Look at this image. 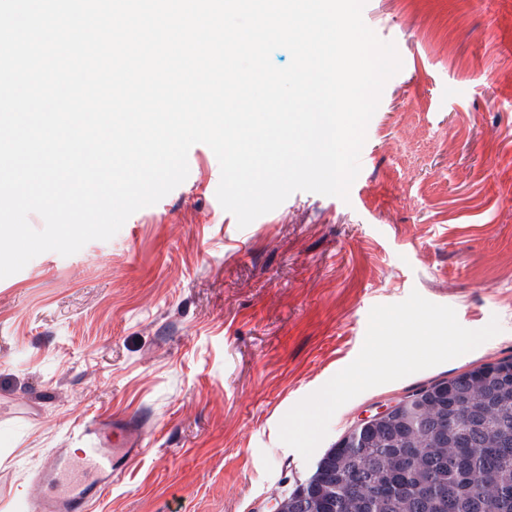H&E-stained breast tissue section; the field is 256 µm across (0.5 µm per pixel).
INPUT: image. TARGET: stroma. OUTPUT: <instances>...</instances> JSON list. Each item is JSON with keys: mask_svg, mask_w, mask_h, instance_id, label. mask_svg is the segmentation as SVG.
Instances as JSON below:
<instances>
[{"mask_svg": "<svg viewBox=\"0 0 512 512\" xmlns=\"http://www.w3.org/2000/svg\"><path fill=\"white\" fill-rule=\"evenodd\" d=\"M363 19L402 68L348 199L298 191L239 228L197 144L113 238L0 279V512L116 414L143 448L92 512H272L362 419L512 358V0H366ZM414 291L501 331L359 394L304 460L282 418L355 360L374 306Z\"/></svg>", "mask_w": 512, "mask_h": 512, "instance_id": "obj_1", "label": "stroma"}]
</instances>
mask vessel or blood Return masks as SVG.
Here are the masks:
<instances>
[{
    "label": "vessel or blood",
    "instance_id": "1",
    "mask_svg": "<svg viewBox=\"0 0 512 512\" xmlns=\"http://www.w3.org/2000/svg\"><path fill=\"white\" fill-rule=\"evenodd\" d=\"M141 446L136 419L113 417L91 431L83 448H59L37 475L43 497L16 501V512H90L91 506L133 461Z\"/></svg>",
    "mask_w": 512,
    "mask_h": 512
}]
</instances>
